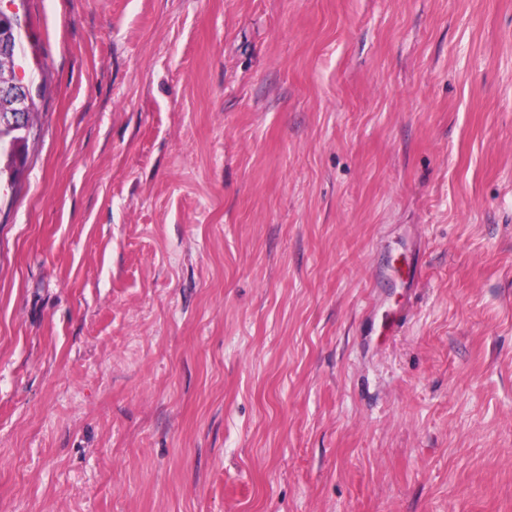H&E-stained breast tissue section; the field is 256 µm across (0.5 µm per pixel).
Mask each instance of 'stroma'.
<instances>
[{"label":"stroma","mask_w":512,"mask_h":512,"mask_svg":"<svg viewBox=\"0 0 512 512\" xmlns=\"http://www.w3.org/2000/svg\"><path fill=\"white\" fill-rule=\"evenodd\" d=\"M0 512H512V0H16Z\"/></svg>","instance_id":"stroma-1"}]
</instances>
